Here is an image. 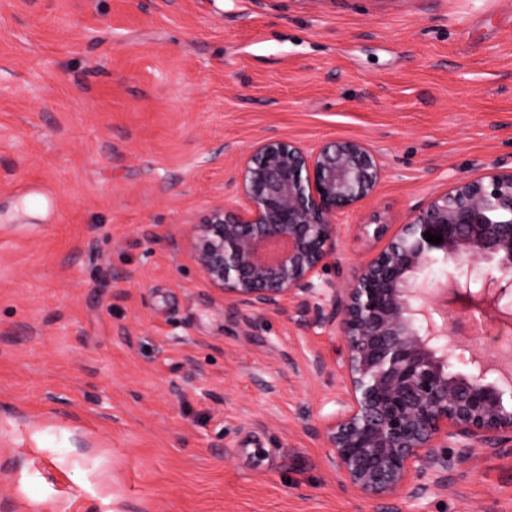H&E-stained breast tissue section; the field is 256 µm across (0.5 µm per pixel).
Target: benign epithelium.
I'll list each match as a JSON object with an SVG mask.
<instances>
[{"label": "benign epithelium", "instance_id": "7a95c632", "mask_svg": "<svg viewBox=\"0 0 512 512\" xmlns=\"http://www.w3.org/2000/svg\"><path fill=\"white\" fill-rule=\"evenodd\" d=\"M382 176L362 139L307 149L262 138L229 179L236 200L211 205L193 224V256L230 306L275 312L296 299L337 331L346 385L324 428L328 463L355 491L418 500L443 485L452 460L512 442V386L489 381L491 366L468 349L441 343L421 277L448 262L463 295L512 311V168L428 197L338 288L325 278L336 265L338 219L372 198ZM427 232L442 242H428ZM480 262L495 263L497 274L473 278ZM454 358L471 372L453 370Z\"/></svg>", "mask_w": 512, "mask_h": 512}]
</instances>
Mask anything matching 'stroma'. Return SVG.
Segmentation results:
<instances>
[{
  "instance_id": "obj_1",
  "label": "stroma",
  "mask_w": 512,
  "mask_h": 512,
  "mask_svg": "<svg viewBox=\"0 0 512 512\" xmlns=\"http://www.w3.org/2000/svg\"><path fill=\"white\" fill-rule=\"evenodd\" d=\"M267 136L378 154L344 280L512 167V0H0V512H386L327 465L339 335L294 300L229 309L193 260ZM448 319L490 359L512 337ZM399 507L512 512V443Z\"/></svg>"
}]
</instances>
